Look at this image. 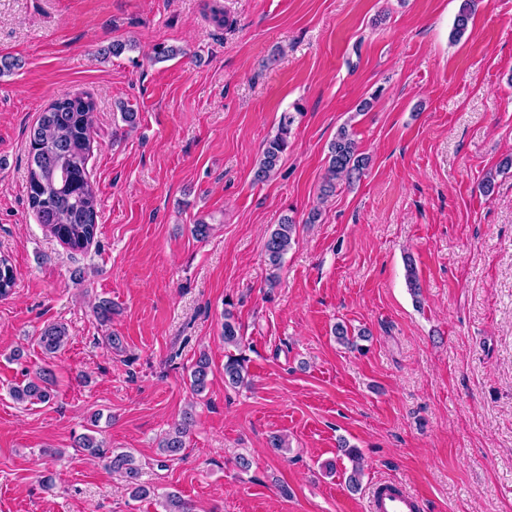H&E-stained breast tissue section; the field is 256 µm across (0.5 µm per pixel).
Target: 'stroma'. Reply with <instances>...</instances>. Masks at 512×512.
I'll return each mask as SVG.
<instances>
[{
	"mask_svg": "<svg viewBox=\"0 0 512 512\" xmlns=\"http://www.w3.org/2000/svg\"><path fill=\"white\" fill-rule=\"evenodd\" d=\"M462 2L0 0V57L20 63L0 74V253L17 272L0 298V512H163L167 491L194 512H368L382 480L426 512H512V170H497L512 157V0H478L455 40ZM118 41L136 48L108 55ZM160 43L182 56L154 62ZM67 93L97 104L100 216L81 251L26 193L29 130ZM291 110L277 174L254 183ZM345 123L370 166L323 201ZM287 213L297 235L275 272L265 242ZM198 223L213 227L202 241ZM228 309L247 387L224 383ZM50 323L70 335L53 355L37 344ZM339 323L369 340L343 347ZM42 367L54 398L16 403L11 388ZM188 409L196 423L167 460L158 442ZM82 434L132 453L155 496L132 499L75 448ZM344 445L363 454L356 492Z\"/></svg>",
	"mask_w": 512,
	"mask_h": 512,
	"instance_id": "obj_1",
	"label": "stroma"
}]
</instances>
